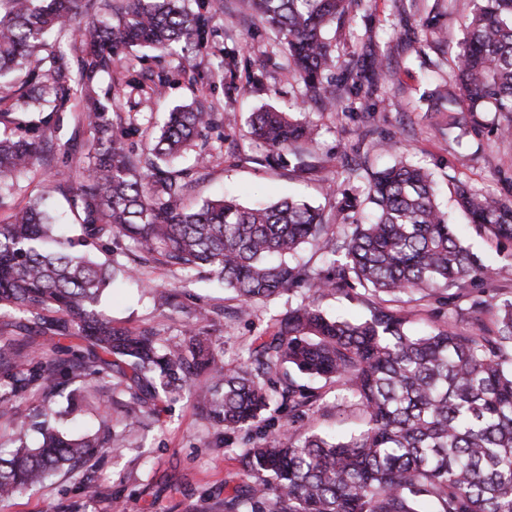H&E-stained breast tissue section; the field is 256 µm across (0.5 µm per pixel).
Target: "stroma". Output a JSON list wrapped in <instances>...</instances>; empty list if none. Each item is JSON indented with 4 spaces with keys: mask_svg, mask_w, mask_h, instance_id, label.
Instances as JSON below:
<instances>
[{
    "mask_svg": "<svg viewBox=\"0 0 512 512\" xmlns=\"http://www.w3.org/2000/svg\"><path fill=\"white\" fill-rule=\"evenodd\" d=\"M237 0H224L215 20L218 30L207 49L149 60L157 70L186 68V75L170 83L161 95L149 97L137 87L119 85L121 72L137 66V52L119 51L112 74L99 75L98 93L112 95L115 131L136 124L139 144L149 143L166 112L179 105L202 103L218 113L223 125L205 133L204 168L188 170L186 203L196 206L224 196L244 204L271 202L292 196L324 209L335 200L322 190L317 179L301 178L284 167L254 164L262 152L252 142L247 127L250 113L271 106L316 126L312 153L335 180L346 179L343 149L359 144L362 175L349 180L357 193H364L367 171L402 158L429 167L437 182V202L449 212L464 245L481 264L493 270L494 291L469 286V298L489 300L482 313L491 323L503 300L512 299V244L497 247L474 225L455 211L450 199L454 184L464 182L488 192L512 198V137L491 129L473 131L465 123L466 112L453 81L454 57L465 34L471 13L470 0H358L343 25L330 30L337 67L332 89L338 110L323 109L317 96L294 78L278 36L265 30L258 17L241 16ZM373 43L382 55L387 79L373 97L365 85L344 77L353 53ZM234 59L222 84L210 82L218 63ZM370 99L374 112L366 114L360 101ZM375 133L364 137L366 127ZM397 140L396 154L385 152L388 140ZM166 289L174 305L158 303L153 289ZM457 289L427 297L423 302H397V309L412 321L444 325L451 319ZM287 296L257 305L251 316L238 317L239 306L230 292L213 279H183L168 274L159 263L141 266L139 280L117 275L102 296L100 308L120 327L151 329L165 338L180 337L186 324L195 322L212 339L227 369H237L241 346L263 335L273 312L287 309ZM66 390H79L84 397L80 411L68 421L76 434L97 431L100 422L111 427V445L95 453L76 470H63L41 487L0 501V512H224V497L238 485L241 476L239 450L243 436L217 427L194 404L189 395L162 399L154 415L143 418L134 434L124 431L127 395L114 393L104 382H69ZM50 395L33 387L13 402V413L0 415V448L10 449L21 435L19 423ZM364 417L343 391L326 387L323 404L316 412L296 418L300 430L348 433L362 427Z\"/></svg>",
    "mask_w": 512,
    "mask_h": 512,
    "instance_id": "35a3bbf8",
    "label": "stroma"
}]
</instances>
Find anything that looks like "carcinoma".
Masks as SVG:
<instances>
[{
  "mask_svg": "<svg viewBox=\"0 0 512 512\" xmlns=\"http://www.w3.org/2000/svg\"><path fill=\"white\" fill-rule=\"evenodd\" d=\"M350 0H243L281 36L295 75L313 92L336 67L324 32L344 21ZM185 0L106 4L105 23L87 0H0V192L40 163L55 159L51 123L66 103L80 108L92 138L81 165L58 173L54 189L79 217V234L56 233L39 195L0 224V309L27 317L19 341L0 343V407L31 385L62 395L58 376L112 380L129 396L125 428L133 431L156 402L186 389L226 432L249 430L267 413L292 419L314 411L326 386L343 389L365 416L348 437L270 430L240 449L243 480L224 497V512H512V300L492 325L463 330L450 322L416 330L388 307L412 294L463 286L488 276L456 237L437 201L432 173L399 160L369 174L367 193L346 191L329 216L293 198L245 206L232 198L183 205L187 169L177 161L218 125L202 106L169 113L137 154L113 134L110 94L92 95L98 73H112L114 49L200 52L214 34V13ZM78 22L79 45L67 51L64 28ZM171 73L135 70L127 83L159 89ZM454 81L473 125L500 118L512 136V0H472L458 46ZM251 134L268 148L254 161L320 171L303 148L315 129L287 112L249 117ZM455 202L491 238L512 239V200L459 183ZM321 252L317 266L291 264L304 245ZM140 263L159 260L176 276L204 269L224 283L245 313L303 283L311 292L272 317L252 339L236 370L204 332L187 326L178 341L149 330L112 326L98 309L129 248ZM108 255L103 261L96 252ZM360 287L368 314H326L320 297ZM84 343L77 358L60 356L61 340ZM207 377L203 383L194 379ZM72 408L42 406L23 438L0 451V499L45 483L101 448L107 436L71 435Z\"/></svg>",
  "mask_w": 512,
  "mask_h": 512,
  "instance_id": "carcinoma-1",
  "label": "carcinoma"
}]
</instances>
